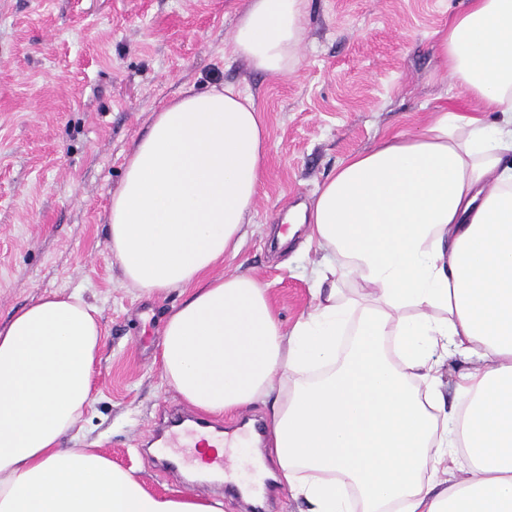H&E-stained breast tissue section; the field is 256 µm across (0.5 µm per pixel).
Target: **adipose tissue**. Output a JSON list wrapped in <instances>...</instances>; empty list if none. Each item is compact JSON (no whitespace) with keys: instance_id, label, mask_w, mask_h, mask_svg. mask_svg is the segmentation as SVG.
<instances>
[{"instance_id":"ef3b65f1","label":"adipose tissue","mask_w":512,"mask_h":512,"mask_svg":"<svg viewBox=\"0 0 512 512\" xmlns=\"http://www.w3.org/2000/svg\"><path fill=\"white\" fill-rule=\"evenodd\" d=\"M309 0H246L232 53L300 63ZM458 90L418 133L347 158L311 201L312 301L283 328L267 288L213 275L260 195L267 129L229 85L152 115L113 193L108 248L165 317L166 384L215 417L271 402L273 480L305 512H512V0H468L437 41ZM103 344L81 292L0 328V512H224L149 491L71 447ZM469 367L444 402V371Z\"/></svg>"}]
</instances>
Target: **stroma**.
<instances>
[{
    "mask_svg": "<svg viewBox=\"0 0 512 512\" xmlns=\"http://www.w3.org/2000/svg\"><path fill=\"white\" fill-rule=\"evenodd\" d=\"M245 0H0V327L41 296L82 291L103 346L75 445L135 469L155 492L219 494L161 469L151 445L183 403L157 363L162 318L181 290L127 286L106 237L125 159L151 115L186 88L232 84L263 111V191L237 253L219 270L255 276L284 325L312 300L321 251L286 223L349 156L384 135L417 130L453 96L436 58L438 33L466 0H310L302 63L284 76L232 53ZM234 484L263 483L271 512H304L251 462V437L226 441Z\"/></svg>",
    "mask_w": 512,
    "mask_h": 512,
    "instance_id": "obj_1",
    "label": "stroma"
}]
</instances>
